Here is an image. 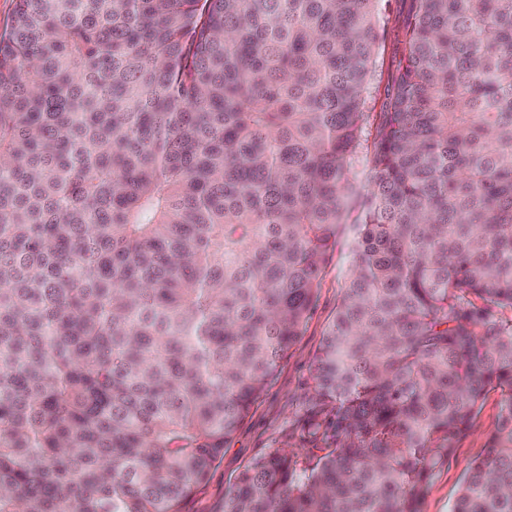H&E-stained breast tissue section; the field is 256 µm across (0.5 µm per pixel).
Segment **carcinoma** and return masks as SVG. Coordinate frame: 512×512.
<instances>
[{
    "mask_svg": "<svg viewBox=\"0 0 512 512\" xmlns=\"http://www.w3.org/2000/svg\"><path fill=\"white\" fill-rule=\"evenodd\" d=\"M16 0L0 32V512H182L302 335L315 464L224 512H512V0ZM366 176L362 212L348 223ZM385 12L379 24V43L375 62V75L372 82V105L374 110L370 112V121L378 120L382 104L385 99V86L388 72L395 68L402 59L399 40L401 39L400 27L402 26V11L404 4L401 0H388L385 2ZM500 399L498 391H489L473 426L454 439L448 459L427 484L420 512H449L468 465L484 454L487 437L498 425Z\"/></svg>",
    "mask_w": 512,
    "mask_h": 512,
    "instance_id": "1",
    "label": "carcinoma"
}]
</instances>
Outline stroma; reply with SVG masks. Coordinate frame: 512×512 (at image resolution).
<instances>
[{
	"label": "stroma",
	"instance_id": "1",
	"mask_svg": "<svg viewBox=\"0 0 512 512\" xmlns=\"http://www.w3.org/2000/svg\"><path fill=\"white\" fill-rule=\"evenodd\" d=\"M402 11L401 0H387L379 24L371 88L373 105L377 108L385 99L387 74L402 58L399 44ZM345 270V255L336 252L323 273L317 301L303 335L289 350L271 385L225 443L223 459L211 469L200 488L184 501L182 512H223L224 490L246 466L269 449L302 447L303 429L312 408L310 366L339 302ZM499 411L500 394L489 391L472 427L454 439L448 459L429 480L420 504L421 512H449L468 465L485 452L487 437L498 425Z\"/></svg>",
	"mask_w": 512,
	"mask_h": 512
}]
</instances>
